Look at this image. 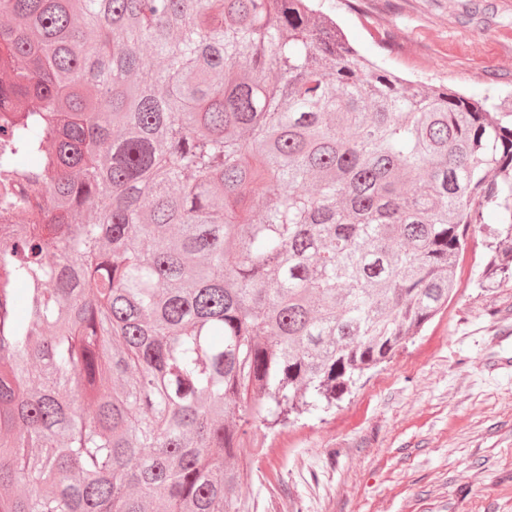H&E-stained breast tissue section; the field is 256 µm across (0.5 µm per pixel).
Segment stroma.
<instances>
[{
    "mask_svg": "<svg viewBox=\"0 0 512 512\" xmlns=\"http://www.w3.org/2000/svg\"><path fill=\"white\" fill-rule=\"evenodd\" d=\"M363 57L429 89L512 102V0H323ZM456 294L336 405L274 429L242 489L260 512H512V279Z\"/></svg>",
    "mask_w": 512,
    "mask_h": 512,
    "instance_id": "stroma-1",
    "label": "stroma"
}]
</instances>
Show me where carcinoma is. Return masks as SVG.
<instances>
[{
  "label": "carcinoma",
  "instance_id": "obj_1",
  "mask_svg": "<svg viewBox=\"0 0 512 512\" xmlns=\"http://www.w3.org/2000/svg\"><path fill=\"white\" fill-rule=\"evenodd\" d=\"M315 2L0 0V512H258L256 423L512 276V121Z\"/></svg>",
  "mask_w": 512,
  "mask_h": 512
}]
</instances>
